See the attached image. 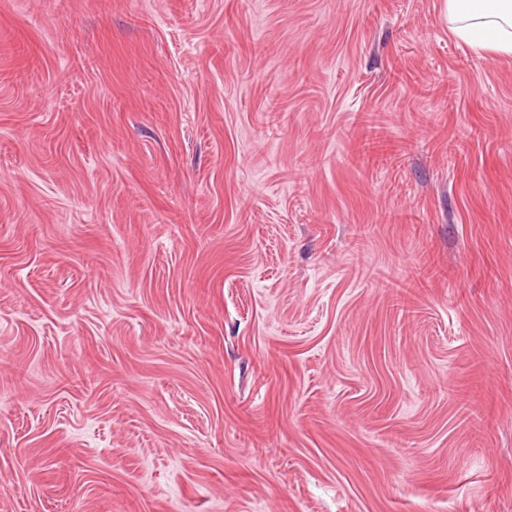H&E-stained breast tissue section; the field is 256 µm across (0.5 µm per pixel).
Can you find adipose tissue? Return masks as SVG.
I'll list each match as a JSON object with an SVG mask.
<instances>
[{
    "mask_svg": "<svg viewBox=\"0 0 512 512\" xmlns=\"http://www.w3.org/2000/svg\"><path fill=\"white\" fill-rule=\"evenodd\" d=\"M448 27L471 48L512 57V0H447Z\"/></svg>",
    "mask_w": 512,
    "mask_h": 512,
    "instance_id": "ef3b65f1",
    "label": "adipose tissue"
}]
</instances>
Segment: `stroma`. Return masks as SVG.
Listing matches in <instances>:
<instances>
[{
    "label": "stroma",
    "mask_w": 512,
    "mask_h": 512,
    "mask_svg": "<svg viewBox=\"0 0 512 512\" xmlns=\"http://www.w3.org/2000/svg\"><path fill=\"white\" fill-rule=\"evenodd\" d=\"M0 512H512V58L0 0Z\"/></svg>",
    "instance_id": "stroma-1"
}]
</instances>
